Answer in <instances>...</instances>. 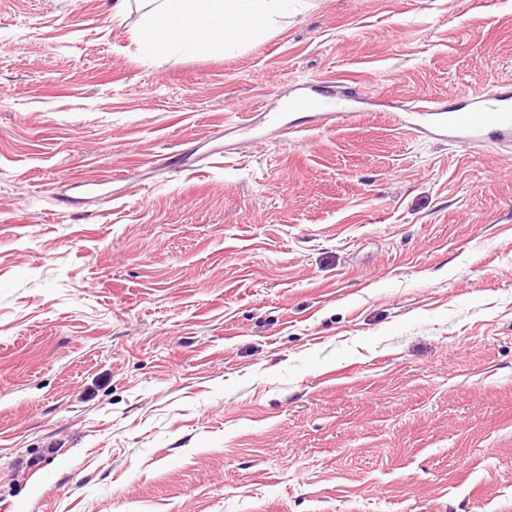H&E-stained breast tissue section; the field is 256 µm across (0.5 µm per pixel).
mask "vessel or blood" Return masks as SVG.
I'll return each instance as SVG.
<instances>
[{"label":"vessel or blood","instance_id":"b4317fda","mask_svg":"<svg viewBox=\"0 0 512 512\" xmlns=\"http://www.w3.org/2000/svg\"><path fill=\"white\" fill-rule=\"evenodd\" d=\"M464 103L451 110L438 102L420 105L419 110L429 119L430 128L453 141L475 146L512 145V84L465 92ZM292 109L310 112L320 122L351 118L352 112L334 99H315L297 95Z\"/></svg>","mask_w":512,"mask_h":512}]
</instances>
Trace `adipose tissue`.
Here are the masks:
<instances>
[{"label": "adipose tissue", "mask_w": 512, "mask_h": 512, "mask_svg": "<svg viewBox=\"0 0 512 512\" xmlns=\"http://www.w3.org/2000/svg\"><path fill=\"white\" fill-rule=\"evenodd\" d=\"M142 40L150 62L168 57L173 47L205 53L230 47L241 36L261 38L268 26L303 0H147Z\"/></svg>", "instance_id": "obj_1"}]
</instances>
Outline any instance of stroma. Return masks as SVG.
Wrapping results in <instances>:
<instances>
[{
  "instance_id": "1",
  "label": "stroma",
  "mask_w": 512,
  "mask_h": 512,
  "mask_svg": "<svg viewBox=\"0 0 512 512\" xmlns=\"http://www.w3.org/2000/svg\"><path fill=\"white\" fill-rule=\"evenodd\" d=\"M143 13L0 0V512H512V146L396 119L512 81V0ZM151 8L142 41L156 63L174 46L198 53L224 49L244 34L261 38L268 26L288 13V2L299 9L305 0H140ZM224 24V33L222 26ZM333 93L330 94L327 99L320 100L311 98L305 94L297 95L292 103L289 104V107L293 110L298 111H310L308 113L312 114L310 117L318 120L322 123H328L329 121H339L354 117L355 113L348 109L342 102L347 101V99L336 97V101L333 99ZM336 107V112H323L328 111V109Z\"/></svg>"
}]
</instances>
